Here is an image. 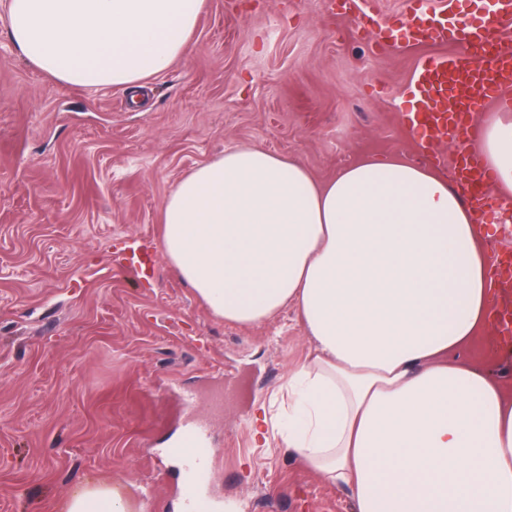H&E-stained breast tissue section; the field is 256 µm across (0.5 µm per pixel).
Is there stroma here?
Segmentation results:
<instances>
[{"mask_svg":"<svg viewBox=\"0 0 512 512\" xmlns=\"http://www.w3.org/2000/svg\"><path fill=\"white\" fill-rule=\"evenodd\" d=\"M0 0V512H65L117 487L134 512H351L347 496L252 439L254 403L307 356L294 308L251 327L215 317L170 268L172 187L252 144L326 179L364 155L420 159L393 106L424 60L389 52L326 0H206L184 55L131 100L59 84L13 46ZM152 240L148 276L129 247ZM205 430L208 479L182 493L170 450Z\"/></svg>","mask_w":512,"mask_h":512,"instance_id":"1","label":"stroma"}]
</instances>
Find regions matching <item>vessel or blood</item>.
Masks as SVG:
<instances>
[{"mask_svg":"<svg viewBox=\"0 0 512 512\" xmlns=\"http://www.w3.org/2000/svg\"><path fill=\"white\" fill-rule=\"evenodd\" d=\"M329 8L348 16L358 33H372L374 18L365 11L360 0H329ZM512 19V0H493L490 7L479 13L459 12L453 15L433 8L429 0H417L413 10L397 26L402 40L377 41L378 49L401 48L421 42L435 45H455L456 51L419 65L408 86L410 98L425 106L424 119L417 125L420 134L434 132L467 146L470 137L461 119L483 104L503 99L512 88V51L503 52L499 34L505 21ZM475 155H467L458 172L462 192L478 198L476 185L482 182ZM204 431L189 429L181 456L195 462L194 483L186 489L195 495L203 485L207 471L202 462Z\"/></svg>","mask_w":512,"mask_h":512,"instance_id":"vessel-or-blood-1","label":"vessel or blood"}]
</instances>
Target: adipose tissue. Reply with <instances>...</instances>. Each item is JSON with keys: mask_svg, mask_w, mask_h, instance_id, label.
Masks as SVG:
<instances>
[{"mask_svg": "<svg viewBox=\"0 0 512 512\" xmlns=\"http://www.w3.org/2000/svg\"><path fill=\"white\" fill-rule=\"evenodd\" d=\"M205 0H7L9 37L56 81L141 89L181 57ZM472 144L512 199V113L478 115ZM172 268L240 326L294 305L310 343L253 437L347 493L353 512H512V390L468 352L494 280L479 215L445 174L393 155L319 181L238 147L197 165L161 210ZM66 512H132L89 486Z\"/></svg>", "mask_w": 512, "mask_h": 512, "instance_id": "adipose-tissue-1", "label": "adipose tissue"}]
</instances>
